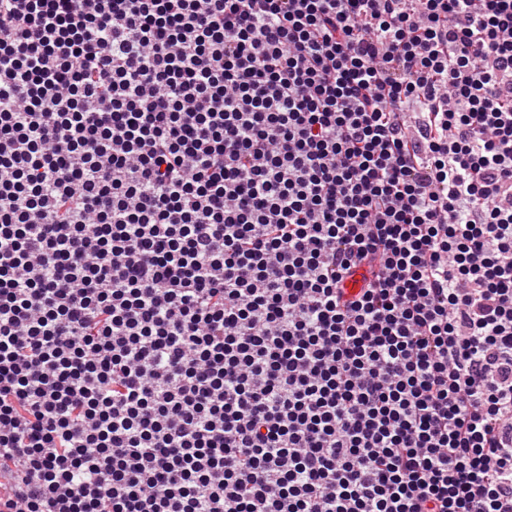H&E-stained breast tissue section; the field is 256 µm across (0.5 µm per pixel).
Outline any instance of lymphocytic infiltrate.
I'll return each mask as SVG.
<instances>
[{
	"label": "lymphocytic infiltrate",
	"instance_id": "obj_1",
	"mask_svg": "<svg viewBox=\"0 0 512 512\" xmlns=\"http://www.w3.org/2000/svg\"><path fill=\"white\" fill-rule=\"evenodd\" d=\"M0 512H512V0H0Z\"/></svg>",
	"mask_w": 512,
	"mask_h": 512
}]
</instances>
